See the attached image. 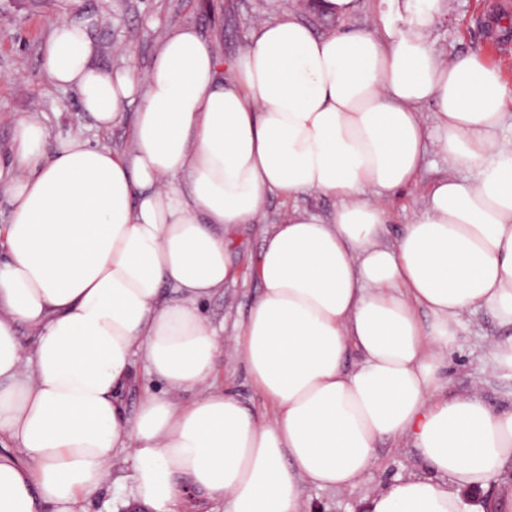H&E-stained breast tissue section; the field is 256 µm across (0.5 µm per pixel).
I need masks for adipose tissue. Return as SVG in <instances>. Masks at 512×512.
<instances>
[{"label":"adipose tissue","instance_id":"ef3b65f1","mask_svg":"<svg viewBox=\"0 0 512 512\" xmlns=\"http://www.w3.org/2000/svg\"><path fill=\"white\" fill-rule=\"evenodd\" d=\"M442 11L380 0L369 27L325 34L288 12L259 22L224 73L213 45L176 27L140 76L96 65L86 20L54 23V85L104 130L138 108L130 151L69 137L49 153L22 117L0 154V512H85L123 448L147 512H180L190 488L224 512H301L304 485L354 489L379 442L402 438L422 472L364 512H478L474 495L512 460V409L449 392L442 370L473 308L512 326V85L474 55L435 53ZM432 151L478 178L438 180L381 245L388 202ZM311 191L335 199L330 216L296 205ZM271 193L291 205L226 346L200 304L231 276L225 230ZM226 352L263 416L213 384ZM139 358L163 390L130 416L120 395Z\"/></svg>","mask_w":512,"mask_h":512}]
</instances>
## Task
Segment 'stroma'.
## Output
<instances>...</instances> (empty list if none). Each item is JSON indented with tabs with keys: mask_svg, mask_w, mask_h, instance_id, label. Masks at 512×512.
<instances>
[{
	"mask_svg": "<svg viewBox=\"0 0 512 512\" xmlns=\"http://www.w3.org/2000/svg\"><path fill=\"white\" fill-rule=\"evenodd\" d=\"M288 8L316 33L329 32L338 25L336 18L322 14L313 0H0V148L12 141L13 117L27 112L35 113L53 143L79 136L117 150L129 145V123L100 132L90 114L82 111L77 91L56 87L47 76L42 46L52 24L63 15L88 19L90 37L99 47V66L142 72L151 66L165 29L196 28L215 46L221 66L226 67L239 56L256 22L275 19ZM496 19L512 23V0H444L430 41L435 52L445 57L478 54L512 82V33L503 35L493 29ZM465 175V170L449 167L442 154L429 153L419 183L393 197L383 243H393L406 224L412 223L419 202L435 180ZM288 207L286 199L271 195L258 221L235 225L225 234L232 276L223 292L202 305L204 316L224 340L232 339L260 294L255 269L264 235L270 225L281 222ZM507 333L488 308L467 314L446 361L449 390H474L495 407L511 408L512 376L491 374L488 351L491 340ZM215 384L239 395L253 413L266 412L267 405L253 388L239 357L219 362ZM413 467V450L406 440L383 441L375 466L358 487L348 491L305 487L306 512H360L365 496ZM134 479V461L127 451L113 467L109 484L91 499L89 512H124Z\"/></svg>",
	"mask_w": 512,
	"mask_h": 512,
	"instance_id": "35a3bbf8",
	"label": "stroma"
}]
</instances>
